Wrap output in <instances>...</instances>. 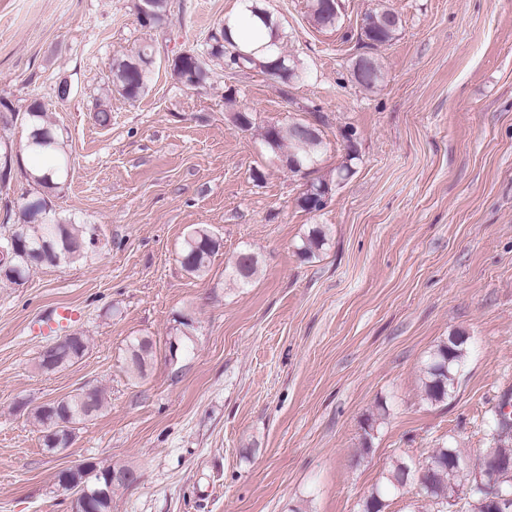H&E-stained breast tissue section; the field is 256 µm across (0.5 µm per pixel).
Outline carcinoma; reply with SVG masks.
<instances>
[{"label": "carcinoma", "instance_id": "carcinoma-1", "mask_svg": "<svg viewBox=\"0 0 512 512\" xmlns=\"http://www.w3.org/2000/svg\"><path fill=\"white\" fill-rule=\"evenodd\" d=\"M150 10L144 26H160L168 19V0H146ZM264 25L271 29L270 40L262 50L265 57L258 58L247 52L229 36L230 19H224L220 28L208 38V49L204 53L180 55L171 59L172 76L189 86H200L208 78L210 63L219 61L230 68L258 69L282 86L283 95L288 87L301 76L299 63L288 58L283 50V35L280 25L272 15L263 10H252ZM310 18L321 29L336 27L338 18L329 8V0H310ZM398 14L383 5L362 18L360 35L367 39L366 47L373 49L392 42L400 29ZM140 49H135L113 64V91L128 100H136L145 91L149 70L142 68ZM356 81L366 89L376 87L383 78L382 67L372 55L360 56L353 68ZM21 120L30 133L31 144L47 150L54 156L55 165L48 173L34 177L25 173L29 183L45 188L57 186L67 172L65 140L62 130L48 117L38 103H33L27 112L19 116L10 106L0 101V128L6 130L16 120ZM310 127L307 120H293L285 125H268L261 132L266 148L285 163L288 171L304 178L314 172L322 151L323 141L319 134L302 136L298 127ZM332 191V182L316 179L311 188L298 198L299 206L308 212L323 208L326 195ZM15 245L12 256L0 265V280L18 284L25 280L33 267L48 263H77L87 257L88 248L94 245L95 231L81 224H70L62 218L50 215L45 198L26 194L20 198L11 224ZM325 233L320 228L312 230L301 248V254L309 256L324 244ZM220 242L204 228L194 230L184 239L180 252L183 268L195 275L206 272L212 257L218 252ZM258 273V260L250 251H242L230 265L229 277L245 285ZM87 340L79 334L58 337L50 344L39 360V368L54 373L78 362L85 354ZM151 340L141 338L130 343L128 368L136 376L144 375L152 356ZM467 349V341H443L430 353L423 368L422 390L425 400L441 404L448 400L458 383L461 366ZM104 407L103 392L98 387L81 388L76 393L59 401L43 404L32 412L34 422L41 428L42 445L45 452L55 454L70 447L75 439L76 426L99 413ZM497 445L494 452L512 463V421L504 414L494 418ZM464 459L459 449L442 445L432 448L422 459L393 460L380 483L364 496L361 512H385L389 497L403 495L415 486L418 495L429 502L436 512H448L447 489L450 485L465 486L467 474L461 472L455 461ZM138 480L134 469L112 467L86 461L60 471L57 482L62 490L80 496L79 512H111L109 487L129 486Z\"/></svg>", "mask_w": 512, "mask_h": 512}]
</instances>
